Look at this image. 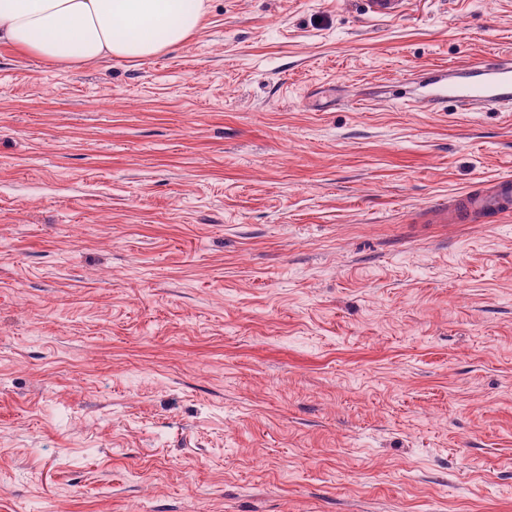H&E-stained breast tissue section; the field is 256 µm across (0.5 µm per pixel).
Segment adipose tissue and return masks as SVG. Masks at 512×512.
<instances>
[{
	"label": "adipose tissue",
	"mask_w": 512,
	"mask_h": 512,
	"mask_svg": "<svg viewBox=\"0 0 512 512\" xmlns=\"http://www.w3.org/2000/svg\"><path fill=\"white\" fill-rule=\"evenodd\" d=\"M206 0H0V45L74 67L135 60L196 33Z\"/></svg>",
	"instance_id": "ef3b65f1"
}]
</instances>
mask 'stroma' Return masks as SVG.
Wrapping results in <instances>:
<instances>
[{
    "mask_svg": "<svg viewBox=\"0 0 512 512\" xmlns=\"http://www.w3.org/2000/svg\"><path fill=\"white\" fill-rule=\"evenodd\" d=\"M208 0L140 60L0 47V512H512V0ZM468 79L448 77V85L434 104L454 103L462 109L505 106L512 103V57L504 55L467 68ZM458 201L448 205L429 207L425 214L429 224L448 223V212L453 221L459 222L469 215L502 216L512 209V178L504 177L489 187L474 188L465 192Z\"/></svg>",
    "mask_w": 512,
    "mask_h": 512,
    "instance_id": "obj_1",
    "label": "stroma"
}]
</instances>
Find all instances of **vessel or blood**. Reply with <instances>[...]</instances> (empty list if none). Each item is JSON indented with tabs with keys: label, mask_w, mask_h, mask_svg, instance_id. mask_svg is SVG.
<instances>
[{
	"label": "vessel or blood",
	"mask_w": 512,
	"mask_h": 512,
	"mask_svg": "<svg viewBox=\"0 0 512 512\" xmlns=\"http://www.w3.org/2000/svg\"><path fill=\"white\" fill-rule=\"evenodd\" d=\"M442 102L464 109L505 106L512 103V57L505 55L479 63L467 79H449ZM512 211V178L504 177L492 185L465 192L458 201L430 207L429 223L461 221L469 215H504Z\"/></svg>",
	"instance_id": "b4317fda"
}]
</instances>
